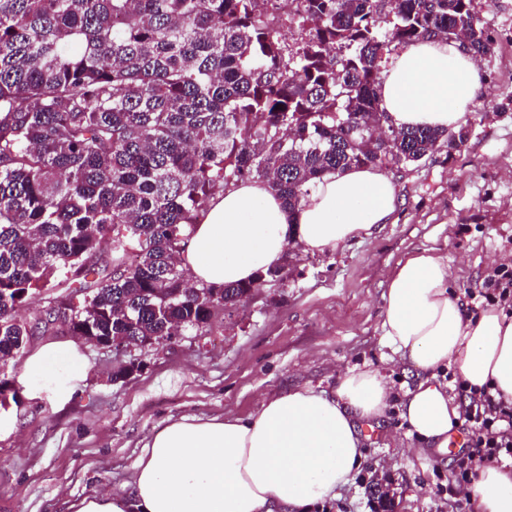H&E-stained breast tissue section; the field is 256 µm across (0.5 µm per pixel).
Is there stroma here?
Segmentation results:
<instances>
[{"instance_id":"stroma-1","label":"stroma","mask_w":512,"mask_h":512,"mask_svg":"<svg viewBox=\"0 0 512 512\" xmlns=\"http://www.w3.org/2000/svg\"><path fill=\"white\" fill-rule=\"evenodd\" d=\"M493 41L455 151L388 170L398 204L389 221L329 254L292 247L286 281H265L210 328L132 348L140 371L114 379L112 353L84 344V376L69 404L27 399L23 361L5 377L18 396V433L0 440V512H68L97 490L128 492L134 466L169 420L248 417L263 399L310 385L335 390L348 371L373 370L392 388L364 443L365 460L338 496L308 512H451V455L418 450L401 416L415 370L381 332L387 279L407 255L444 256L457 295L512 268V0H475Z\"/></svg>"}]
</instances>
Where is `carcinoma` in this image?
<instances>
[{"label":"carcinoma","mask_w":512,"mask_h":512,"mask_svg":"<svg viewBox=\"0 0 512 512\" xmlns=\"http://www.w3.org/2000/svg\"><path fill=\"white\" fill-rule=\"evenodd\" d=\"M0 0V372L33 336L166 339L256 283H195L180 252L245 179L293 208L327 173L407 165L469 136L390 131L394 51L441 34L484 57L474 0ZM216 291L219 300L207 293Z\"/></svg>","instance_id":"1"}]
</instances>
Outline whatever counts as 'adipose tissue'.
<instances>
[{
    "mask_svg": "<svg viewBox=\"0 0 512 512\" xmlns=\"http://www.w3.org/2000/svg\"><path fill=\"white\" fill-rule=\"evenodd\" d=\"M480 83L476 61L457 42L409 46L380 89L392 129L458 127ZM395 189L376 167L324 175L297 208L265 184L245 180L217 197L189 230L179 259L194 282L254 279L280 263L288 240L325 253L387 223ZM382 335L420 372L402 416L420 444L438 452L460 417L437 379L451 369L472 386L492 384L512 399V316L496 307L467 312L451 289L444 259L408 255L387 280ZM85 360L79 342H48L25 362L29 399L69 401ZM390 388L375 371L344 374L331 393L304 386L264 400L248 417L170 421L137 461L129 495L102 490L73 501L70 512H303L333 497L364 460L363 426L378 421ZM465 492L473 512H512V471L487 465Z\"/></svg>",
    "mask_w": 512,
    "mask_h": 512,
    "instance_id": "adipose-tissue-1",
    "label": "adipose tissue"
}]
</instances>
